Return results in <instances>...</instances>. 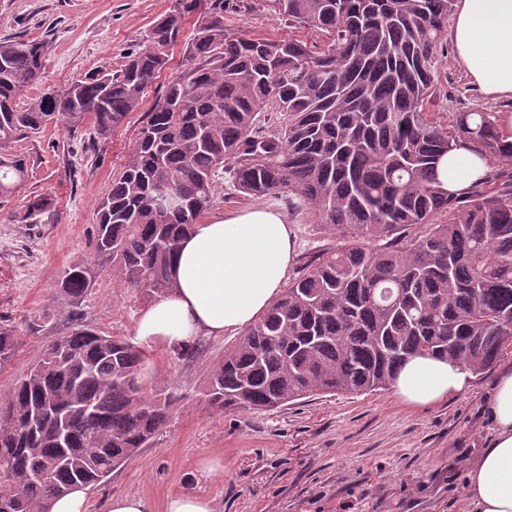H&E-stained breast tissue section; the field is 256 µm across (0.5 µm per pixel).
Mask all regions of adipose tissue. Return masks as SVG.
Wrapping results in <instances>:
<instances>
[{"mask_svg": "<svg viewBox=\"0 0 512 512\" xmlns=\"http://www.w3.org/2000/svg\"><path fill=\"white\" fill-rule=\"evenodd\" d=\"M449 38L470 85L499 104L496 129L511 146L512 0H456ZM487 170L484 157L461 145L441 158L437 176L448 191L463 193ZM294 254L290 224L268 207L193 224L172 261L174 286L142 313L138 338L173 346L249 327L280 295ZM469 380L449 361L414 356L394 390L403 402L425 406L464 391ZM487 409L490 441L467 474L471 512H512V369L498 374Z\"/></svg>", "mask_w": 512, "mask_h": 512, "instance_id": "1", "label": "adipose tissue"}]
</instances>
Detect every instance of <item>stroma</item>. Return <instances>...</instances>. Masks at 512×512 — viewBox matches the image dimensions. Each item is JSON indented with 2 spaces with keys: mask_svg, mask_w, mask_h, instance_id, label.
Here are the masks:
<instances>
[{
  "mask_svg": "<svg viewBox=\"0 0 512 512\" xmlns=\"http://www.w3.org/2000/svg\"><path fill=\"white\" fill-rule=\"evenodd\" d=\"M174 0H0V39H39L49 45L41 86L61 87L116 72L145 49L154 24ZM224 24L236 36L309 39L307 29L289 26L266 0H225ZM183 48L175 46L166 67L148 88L139 108L105 147L94 146L87 128L66 131L49 125L22 142L29 176L0 210V326L14 329L19 345L0 372V395L27 373L53 339L74 325L135 340L140 315L153 293L128 286L104 271L71 317L55 287L64 269L91 253L96 208L132 155L140 128L167 83L183 69ZM429 110L450 123L472 108L497 112L496 103L472 89L444 43L435 58ZM55 199L53 216L23 222L30 196ZM254 206L281 212L293 227L297 253L289 277H297L313 256L342 241L321 231L309 206L294 208L287 197L254 199L234 190L230 179L216 188L211 215ZM50 319L31 330L34 315ZM237 334L203 336L200 353L180 359L162 343L144 344L141 379L148 392L170 398L165 425L147 448L90 487L88 512H104L113 496L140 494L163 507L181 494L206 495L216 512H469L466 475L490 433L486 408L498 368L512 365V345L494 368L474 373L469 386L443 402L409 407L393 390L315 396L269 411L220 410L208 402V381ZM221 461L208 472L203 462Z\"/></svg>",
  "mask_w": 512,
  "mask_h": 512,
  "instance_id": "stroma-1",
  "label": "stroma"
}]
</instances>
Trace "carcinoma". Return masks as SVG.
Here are the masks:
<instances>
[{"instance_id": "obj_1", "label": "carcinoma", "mask_w": 512, "mask_h": 512, "mask_svg": "<svg viewBox=\"0 0 512 512\" xmlns=\"http://www.w3.org/2000/svg\"><path fill=\"white\" fill-rule=\"evenodd\" d=\"M288 26L326 41L243 39L224 0H175L148 48L116 74L44 91V41L0 39V207L27 181L12 147L51 122L105 144L167 65L187 18L184 70L165 87L122 174L97 207L93 259L65 270L76 308L108 265L134 288H172L181 236L213 206L218 180L253 198L291 193L350 243L311 260L210 374L215 408L264 411L313 395L393 384L412 356L474 372L512 344V147L488 112H426L454 0H268ZM497 158L504 180L464 194L436 180L459 142ZM165 192L182 207L161 205ZM36 195L23 221L51 214ZM0 326V372L14 356ZM144 351L79 326L55 339L0 400V512H49L103 483L164 425L170 400L140 380Z\"/></svg>"}]
</instances>
